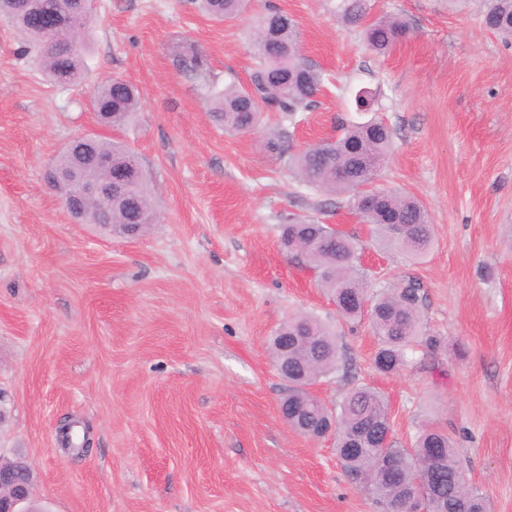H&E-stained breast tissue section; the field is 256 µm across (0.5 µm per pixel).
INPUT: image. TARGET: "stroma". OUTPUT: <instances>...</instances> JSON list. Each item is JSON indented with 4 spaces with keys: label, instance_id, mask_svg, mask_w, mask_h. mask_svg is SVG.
Masks as SVG:
<instances>
[{
    "label": "stroma",
    "instance_id": "stroma-1",
    "mask_svg": "<svg viewBox=\"0 0 512 512\" xmlns=\"http://www.w3.org/2000/svg\"><path fill=\"white\" fill-rule=\"evenodd\" d=\"M406 35L384 56L342 23L336 0H249L217 22L190 0H96L87 68L66 88L18 51L0 22V460L26 457L44 512H378L351 484L333 438L282 421L289 385L269 340L298 314L335 323L280 226L307 216L354 238L372 296L424 294L421 336L394 374L373 366L368 322L338 338L351 367L315 388L336 409L355 387L385 398L392 438L453 439L493 512H512V45L479 0H371ZM298 23L304 57L329 80L308 110L264 115L289 154L373 118L390 129L376 187L408 193L434 227L413 260L380 248L348 197L303 184L257 133L219 126L205 84L248 85L249 33L268 6ZM202 53L178 68L183 46ZM122 78L142 106L101 128L94 89ZM370 89V111L355 93ZM132 147L158 189L159 222L129 239L77 223L44 180L75 137ZM77 423L90 448L64 450Z\"/></svg>",
    "mask_w": 512,
    "mask_h": 512
}]
</instances>
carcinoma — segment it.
<instances>
[{"label": "carcinoma", "mask_w": 512, "mask_h": 512, "mask_svg": "<svg viewBox=\"0 0 512 512\" xmlns=\"http://www.w3.org/2000/svg\"><path fill=\"white\" fill-rule=\"evenodd\" d=\"M39 10L23 11L21 0H0V20L12 26L21 37L20 52L32 55L51 82L67 87L80 79L85 68L82 44L92 21L94 5L83 7L80 0H34ZM202 12L224 22L244 11L245 0H196ZM370 0H338L336 17L349 25L362 27L366 46L381 55L391 51L405 33V24L397 18H384L366 25L361 21L370 13ZM283 11L270 8L255 22L252 55L255 68L246 87L230 83L222 89L211 85L206 93L215 120L224 130L247 133L256 130L264 110L292 115L312 106L324 86V76L309 65L302 54V42L296 21L283 22ZM73 19L80 47L71 48L63 38L54 48L46 44L44 25H57ZM486 26L512 39V0H489L484 11ZM179 66L197 71L203 65L198 52L190 50L178 56ZM94 111L118 128L138 112L140 91L131 83L110 79L102 83L91 101ZM388 127L378 121L355 123L341 129L334 140L323 141L291 156L289 164L299 179L320 191L346 195L357 214L374 231L383 245L402 248L415 259L431 249L434 234L427 211L413 198L386 189L369 190L380 165L390 152ZM97 159L88 163L83 177L109 178L110 172L135 169L137 175L121 194L112 197V210L100 213V204L87 199L78 221L91 218L112 225L121 234L128 224H155V191L143 169L140 157L120 141L95 137ZM112 159V168L99 163ZM403 225L396 236L392 223ZM281 247L296 259L308 263L317 281L331 295L338 320L344 323L368 319L377 337L374 357L376 369L392 374L406 363L408 351L420 335V288L407 283L376 300L371 299L364 273L358 265L357 247L344 233L309 217L296 218L281 227ZM336 327L310 316L301 315L283 322L271 340L273 360L288 364V382L292 389L284 403L301 407L316 422L332 414L321 401L310 396L309 387L340 370L342 360ZM336 417V447L348 480L366 488L379 512H399L408 492L419 488L434 492L428 512H457L459 498H466L467 512H491L490 497L462 480L464 471L457 460L454 442L447 433L426 428L409 448L389 443L379 448L376 437L391 429L387 403L369 387H356L340 405ZM356 446L358 451L347 449ZM438 448L429 458L425 449ZM386 454L398 466V478L379 477L378 458Z\"/></svg>", "instance_id": "1"}]
</instances>
